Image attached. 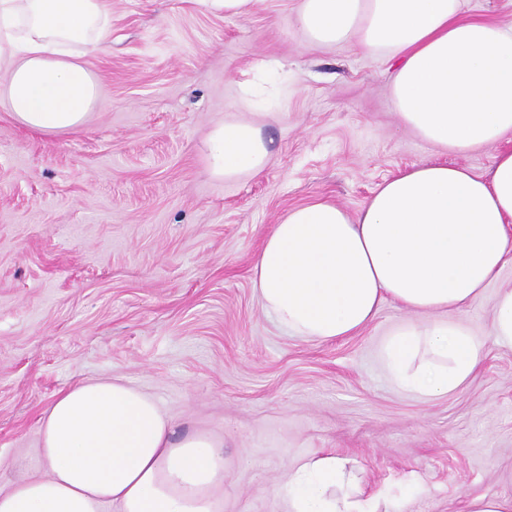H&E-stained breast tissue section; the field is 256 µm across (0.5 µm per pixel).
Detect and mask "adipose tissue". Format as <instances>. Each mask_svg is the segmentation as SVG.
Masks as SVG:
<instances>
[{"label": "adipose tissue", "mask_w": 512, "mask_h": 512, "mask_svg": "<svg viewBox=\"0 0 512 512\" xmlns=\"http://www.w3.org/2000/svg\"><path fill=\"white\" fill-rule=\"evenodd\" d=\"M462 0H300L296 20L319 45L346 42L392 61L398 124L443 152L512 138V25L466 19ZM110 37L108 0H0V104L43 133L77 130L104 97L83 62ZM259 122L217 123L205 162L232 181L261 173ZM512 152L486 174L440 162L382 184L357 214L319 200L286 211L265 235L252 284L287 335L326 342L366 328L386 301L413 312L380 352L391 381L430 401L468 382L483 342L458 311L490 285L496 341L512 348ZM47 474L0 490V512H224V441L176 423L120 378L55 397L41 425ZM282 512H383L348 459L328 452L288 466Z\"/></svg>", "instance_id": "obj_1"}]
</instances>
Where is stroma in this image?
Wrapping results in <instances>:
<instances>
[{
	"instance_id": "35a3bbf8",
	"label": "stroma",
	"mask_w": 512,
	"mask_h": 512,
	"mask_svg": "<svg viewBox=\"0 0 512 512\" xmlns=\"http://www.w3.org/2000/svg\"><path fill=\"white\" fill-rule=\"evenodd\" d=\"M298 4L112 0V36L84 58L106 96L78 130L37 132L0 107L1 489L45 476L56 395L120 377L182 427L223 435L224 512H280V475L321 450L393 512L512 496V349L494 339L492 294L454 314L484 342L480 369L433 402L383 367L382 339L410 317L398 303L318 343L258 302L253 259L288 209L324 199L353 214L414 164L482 174L499 151L444 153L398 127L388 61L312 45ZM243 119L262 125L270 162L215 180L202 141Z\"/></svg>"
}]
</instances>
